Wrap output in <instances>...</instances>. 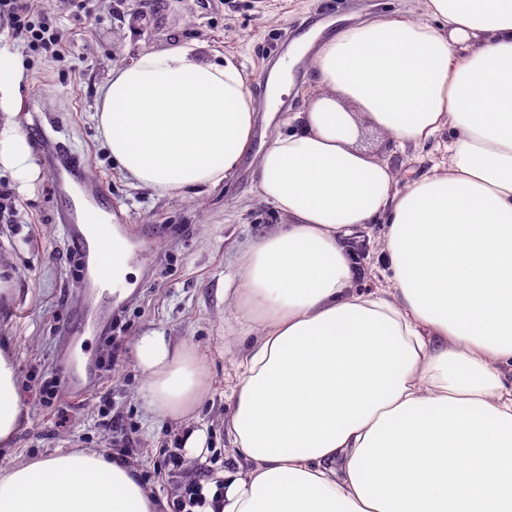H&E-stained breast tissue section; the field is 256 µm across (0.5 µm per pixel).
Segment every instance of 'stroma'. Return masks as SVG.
Masks as SVG:
<instances>
[{
	"label": "stroma",
	"mask_w": 512,
	"mask_h": 512,
	"mask_svg": "<svg viewBox=\"0 0 512 512\" xmlns=\"http://www.w3.org/2000/svg\"><path fill=\"white\" fill-rule=\"evenodd\" d=\"M158 28L147 38L122 23L116 0H93L94 17L68 30L64 60L38 56L0 34V50L21 56L25 79L15 121L25 136L37 174L23 179L0 170V185L12 190L0 199V265L15 273L16 292L0 310V336L9 337L18 370L22 423L9 447H0V471L60 451L101 450L121 455L136 473L152 470L163 440L199 429L206 434L200 453H185L181 471L148 483L158 512L185 479L199 473L212 453L223 466L238 462L224 431L232 406L237 364L248 344L242 339L224 278L241 245L260 230L279 224L272 205L256 195L258 160L269 143L264 120H257L248 152L225 184L199 196L162 197L138 188L113 163L98 134L99 90L112 69L134 62L140 53L174 40L204 45L209 54L234 56L253 94H260L262 70L273 53L292 54V43L311 28L338 19L352 23L367 17L418 19L424 0H154ZM61 143L80 157L90 180L100 181L118 205L123 223L133 230L151 228L149 246L158 260L153 270L128 266L134 296L122 304L128 329L122 352L93 394L45 404L40 386L54 375L66 351L62 330L79 320L83 290L74 274L71 243L55 210L52 181L43 162L47 147ZM361 143L398 172L399 183L430 172L441 153L435 146L417 151L365 134ZM349 246L364 291H382L390 283L383 271L380 225L359 232ZM157 332L191 346L211 380L210 393L187 422L157 420L144 409L145 379L134 347L141 336ZM125 425L115 442L113 423Z\"/></svg>",
	"instance_id": "obj_1"
}]
</instances>
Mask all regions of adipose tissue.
<instances>
[{"mask_svg":"<svg viewBox=\"0 0 512 512\" xmlns=\"http://www.w3.org/2000/svg\"><path fill=\"white\" fill-rule=\"evenodd\" d=\"M307 110L274 132L256 191L282 224L241 247L224 295L256 343L240 364L225 471L206 512H512V0H426L324 36ZM24 80L0 51V166L28 170ZM98 127L133 185L161 196L229 178L260 100L233 57L170 42L114 69ZM447 161L405 191L364 133ZM382 227L393 292L363 291L348 241ZM150 415L182 420L211 382L185 344L135 346ZM0 346V445L22 422ZM126 464L59 452L0 472V512H156Z\"/></svg>","mask_w":512,"mask_h":512,"instance_id":"1","label":"adipose tissue"}]
</instances>
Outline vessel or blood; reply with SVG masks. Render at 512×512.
<instances>
[{
    "label": "vessel or blood",
    "instance_id": "b4317fda",
    "mask_svg": "<svg viewBox=\"0 0 512 512\" xmlns=\"http://www.w3.org/2000/svg\"><path fill=\"white\" fill-rule=\"evenodd\" d=\"M49 176L55 187L56 212L65 223L73 244L76 268L87 290L99 296L95 316L111 318L122 289L115 274L112 241L123 237L125 227L102 223L101 215L111 212L112 203L102 185L85 179L79 159L65 149H54ZM96 375L97 367L93 364L82 372L65 368L60 388L71 397L83 394Z\"/></svg>",
    "mask_w": 512,
    "mask_h": 512
}]
</instances>
